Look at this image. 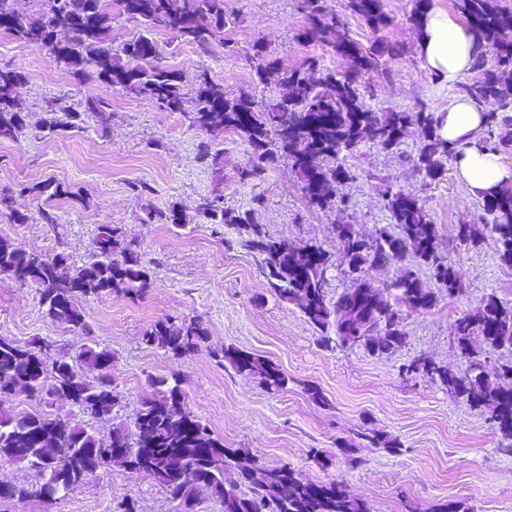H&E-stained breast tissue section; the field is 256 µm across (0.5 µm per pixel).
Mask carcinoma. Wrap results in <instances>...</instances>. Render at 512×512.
Returning a JSON list of instances; mask_svg holds the SVG:
<instances>
[{
	"mask_svg": "<svg viewBox=\"0 0 512 512\" xmlns=\"http://www.w3.org/2000/svg\"><path fill=\"white\" fill-rule=\"evenodd\" d=\"M120 13L142 26L143 32L123 46V53L112 50V3ZM37 15L15 11L13 0H0V20L17 41L45 50L65 66L75 80H107L136 94H144L169 112L181 113L188 126L208 132L222 128L244 138L251 147L250 158L238 170L241 182L256 180L266 168L284 158L292 163L300 178L307 203L327 211L336 208V188L349 179L347 156L363 142L370 141L388 151L398 148L406 130L416 121L427 129L426 142L411 159L413 170L425 179L436 180L447 171L446 163L463 154L466 145L448 142L439 133V116L419 110L414 113L387 111L378 116L365 101L362 75L388 74L389 50L373 46L364 50L349 38L344 25L326 16L322 0H306L310 26L303 39L330 46L348 55L352 68L336 74L322 72L317 60L293 69L278 65L266 46L253 47L252 60L258 80L271 69L280 72L282 92L270 100H260L249 91L236 96L224 93V86L212 81L206 72L196 78L195 97L187 100L179 74L162 69L157 63V45L147 36L153 28L170 31L176 37L206 52L212 41L224 32L223 0H38ZM347 7L373 29L389 24L382 0H347ZM456 9L466 25L487 41L492 61L479 80L458 85V94L476 105L490 98L499 112L487 115L485 125L512 126V8L503 0H456ZM145 62L137 69L126 67L123 58ZM21 75L0 72V140H12L24 126V116L13 97ZM37 196L52 198L68 193L59 183L40 182L26 187ZM388 209L399 228L397 235L384 234L372 241L357 237L349 224L336 225L343 243L340 265L357 274L353 287L332 301L326 295V269L329 255L322 246L310 245L304 254L295 253L285 241H276L253 223V214L265 205L256 195L245 210L224 207L223 189L197 203L195 211L208 224H233L253 252L262 257L267 288L276 296L300 303L302 311L321 333L320 342L332 346L362 345L378 355L389 356L405 344L401 306L431 307L434 293L421 288L417 274L406 269L392 282L395 302H384L366 277V272L403 260L412 254L428 273L448 287V295L458 290L457 270L444 255L436 225L426 218L415 197L399 202L400 193L386 191ZM483 210L492 216L501 261L512 265V192L502 191L483 197ZM180 212L162 210L148 204L143 221L153 224L183 223ZM23 271V284L39 288L40 303L53 321L74 329L85 327L79 299L96 296L124 297L146 293L150 276L141 264L138 251L124 238L120 226L97 225L94 250L80 266L68 263L59 253L48 256L0 240V271ZM335 336H330V333ZM208 331L196 319L156 321L143 336L150 347L173 355H186L207 339ZM491 347L512 346V308L491 296L476 318H459L454 340L460 354L475 358L473 338ZM20 346L0 338V394L25 388L39 400L67 391L80 412L109 416L116 404L112 379H87V373L112 365V354L95 344L79 353L56 357L50 370L42 367V350ZM215 356L239 372L258 378L270 392L282 391L288 377L276 366L234 347L215 350ZM411 378L438 381L452 395L470 401L497 418L502 403L499 381L512 380V364L502 365L494 377L479 371L456 376L427 356L411 359L402 366ZM151 393L130 423L112 429L108 440L89 432L77 422L62 420L58 444L43 438L39 413L21 415L0 412V459L45 476L41 499L65 493L73 483H84L101 470L119 467L145 473L169 492L178 512H198L201 495L219 499L223 512H370L368 504L334 483L315 486L308 493V481L288 476L283 482L280 468L256 467L240 451L224 447L207 426L186 407L179 380L153 377ZM123 448L124 454L102 457L103 448ZM246 482L251 494L237 493V481Z\"/></svg>",
	"mask_w": 512,
	"mask_h": 512,
	"instance_id": "carcinoma-1",
	"label": "carcinoma"
}]
</instances>
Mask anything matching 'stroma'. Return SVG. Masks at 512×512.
<instances>
[{
	"label": "stroma",
	"mask_w": 512,
	"mask_h": 512,
	"mask_svg": "<svg viewBox=\"0 0 512 512\" xmlns=\"http://www.w3.org/2000/svg\"><path fill=\"white\" fill-rule=\"evenodd\" d=\"M383 4L390 22L376 31L350 13L347 0H325L356 45L400 48L389 80L363 75L374 92L368 105L378 112H441L456 87L438 81L418 56L420 32L412 20L417 0ZM224 17V38L206 53L169 32L152 34L162 49L160 66L181 75L186 94H194L195 76L202 71L229 95L254 88L259 82L250 56L257 41L287 68L311 57L333 72L349 67L346 57L301 38L308 25L303 0H224ZM0 71L21 74L15 96L26 122L15 139L0 141V192L11 196L9 206L0 207V238L48 255L65 254L79 266L93 251L97 225L116 224L135 245L152 281L138 299L81 298L86 327L80 330L48 319L37 288L0 275V338L23 346L48 343L49 362L97 342L112 352L109 372L120 398L108 418L80 413L62 398L46 404L24 391L0 395V410L73 419L106 439L116 424L133 420L149 378L175 375L190 410L225 447L245 450L263 467L294 468L311 483L341 484L366 500L371 512H431L446 502L462 503L471 512H512V451L499 447L488 414L448 394L441 384L400 372L420 355L456 374L470 372L471 362L460 356L452 339L455 320L475 313L492 295L512 305V267L499 258L481 197L468 191L456 168L426 180L394 152L366 142L348 158L346 206L318 211L305 203L291 164L275 163L260 180L241 183L236 172L250 156L244 139L188 128L179 113L111 82H76L45 52L15 41L3 29ZM60 95L75 108L91 100L103 103L112 114L108 131L91 121L78 132L35 134L45 121L65 122L64 111L47 110L49 100ZM204 145L219 152V168L198 162ZM44 181L68 186L69 195L47 199L27 193V185ZM138 182L152 186L149 199L132 191ZM218 185L225 207L232 209L247 208L253 195H263L265 206L254 220L274 240L298 247L320 244L329 254L326 292L332 298L352 284L338 261L337 225H351L365 239L397 233L385 192L411 193L436 224L439 243L460 273L461 291L449 294L410 256L372 269L368 278L389 299L394 296L389 284L401 268L416 269L436 304L405 310L406 342L392 356L354 345L324 348L300 306L270 292L257 257L236 228L196 216L197 202ZM148 203L181 210L184 225L143 223ZM45 210L54 223L42 220ZM19 214L26 223L16 222ZM466 226L477 228L476 241H459V230ZM193 317L208 330L195 351L175 357L144 344L145 331L157 320ZM230 345L278 367L287 387L269 394L257 378L218 363L214 350ZM366 431L396 439L400 450L392 453L363 439ZM126 498L136 500L139 512L176 508L166 488L150 476L113 468L55 500L0 499V512H114Z\"/></svg>",
	"instance_id": "35a3bbf8"
}]
</instances>
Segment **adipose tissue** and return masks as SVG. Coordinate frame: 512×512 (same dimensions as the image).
<instances>
[{
  "label": "adipose tissue",
  "instance_id": "obj_1",
  "mask_svg": "<svg viewBox=\"0 0 512 512\" xmlns=\"http://www.w3.org/2000/svg\"><path fill=\"white\" fill-rule=\"evenodd\" d=\"M486 49L485 41L441 10L429 11L417 45L424 67L448 84L469 71ZM442 120L440 134L443 138L469 143L459 160L458 170L472 194L496 192L512 184V171L501 164L498 154L478 145L484 127L482 108L466 97L456 96L449 100Z\"/></svg>",
  "mask_w": 512,
  "mask_h": 512
}]
</instances>
